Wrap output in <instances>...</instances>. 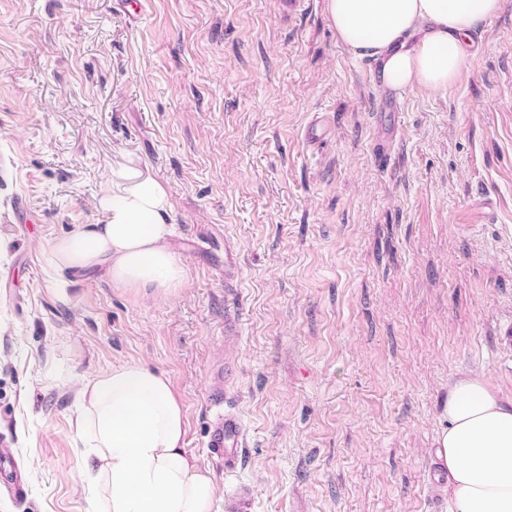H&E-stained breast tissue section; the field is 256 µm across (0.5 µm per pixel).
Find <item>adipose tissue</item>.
<instances>
[{"instance_id":"adipose-tissue-1","label":"adipose tissue","mask_w":512,"mask_h":512,"mask_svg":"<svg viewBox=\"0 0 512 512\" xmlns=\"http://www.w3.org/2000/svg\"><path fill=\"white\" fill-rule=\"evenodd\" d=\"M503 0H326L337 38L375 60L384 86L448 91L467 70L477 35ZM99 224L56 241L59 267L106 264L131 288L183 280L169 246L168 190L133 167L116 172L98 201ZM80 436L91 442V481L104 484L102 512H212L209 473L183 445L184 412L168 377L138 362L113 366L80 392ZM448 423L436 437L449 512H512V394L470 372L448 386Z\"/></svg>"}]
</instances>
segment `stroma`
<instances>
[{
    "mask_svg": "<svg viewBox=\"0 0 512 512\" xmlns=\"http://www.w3.org/2000/svg\"><path fill=\"white\" fill-rule=\"evenodd\" d=\"M147 2L0 0V435L28 486L0 512H95L79 392L124 362L168 376L213 512H448L449 380L512 391V0L392 113L325 0ZM121 165L170 192L179 287L52 262ZM216 372L232 473L204 446Z\"/></svg>",
    "mask_w": 512,
    "mask_h": 512,
    "instance_id": "stroma-1",
    "label": "stroma"
}]
</instances>
